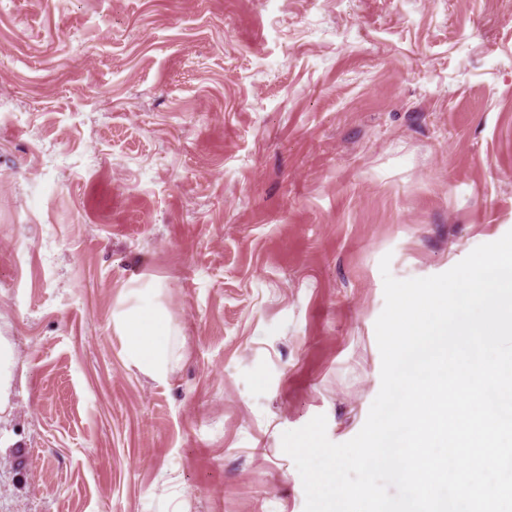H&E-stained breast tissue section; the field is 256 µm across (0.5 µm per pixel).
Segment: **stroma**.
<instances>
[{
    "instance_id": "35a3bbf8",
    "label": "stroma",
    "mask_w": 512,
    "mask_h": 512,
    "mask_svg": "<svg viewBox=\"0 0 512 512\" xmlns=\"http://www.w3.org/2000/svg\"><path fill=\"white\" fill-rule=\"evenodd\" d=\"M510 231L512 0H0V512H304L282 435L363 427L382 257ZM160 290L156 284L128 288L112 313V324L122 339L127 359L157 379L166 378L174 356L170 343L174 327L162 305L141 298L157 295ZM14 355L11 343L0 336V414L10 408V387Z\"/></svg>"
}]
</instances>
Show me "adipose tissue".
I'll return each instance as SVG.
<instances>
[{"mask_svg": "<svg viewBox=\"0 0 512 512\" xmlns=\"http://www.w3.org/2000/svg\"><path fill=\"white\" fill-rule=\"evenodd\" d=\"M158 292L154 284L143 289H127L112 313V324L122 339L128 360L140 371L163 379L174 356L171 349L174 327L162 305L144 300L145 295Z\"/></svg>", "mask_w": 512, "mask_h": 512, "instance_id": "1", "label": "adipose tissue"}]
</instances>
